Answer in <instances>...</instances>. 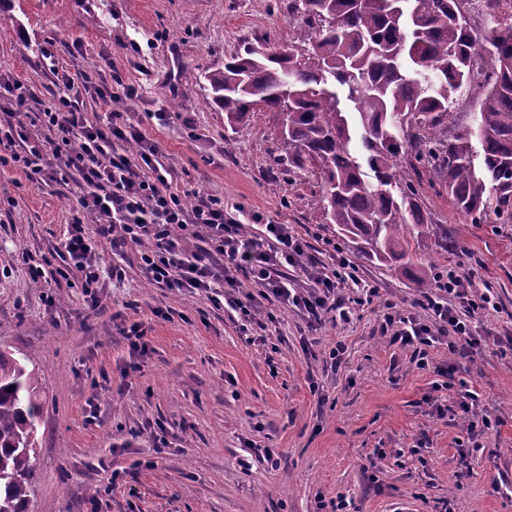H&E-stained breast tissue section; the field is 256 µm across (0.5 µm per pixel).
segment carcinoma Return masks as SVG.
Returning <instances> with one entry per match:
<instances>
[{
	"label": "carcinoma",
	"mask_w": 512,
	"mask_h": 512,
	"mask_svg": "<svg viewBox=\"0 0 512 512\" xmlns=\"http://www.w3.org/2000/svg\"><path fill=\"white\" fill-rule=\"evenodd\" d=\"M479 2L482 27L462 0H288L304 21L293 54L251 44L204 72L208 96L233 132L257 109L281 120L271 158L290 182L320 178L319 223L365 257L421 266L423 182L472 224L512 220V0ZM463 88L479 90V111L455 131ZM38 384L0 349V512L31 506Z\"/></svg>",
	"instance_id": "cac0c4a2"
}]
</instances>
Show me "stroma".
Listing matches in <instances>:
<instances>
[{
    "instance_id": "obj_1",
    "label": "stroma",
    "mask_w": 512,
    "mask_h": 512,
    "mask_svg": "<svg viewBox=\"0 0 512 512\" xmlns=\"http://www.w3.org/2000/svg\"><path fill=\"white\" fill-rule=\"evenodd\" d=\"M298 25L281 0H0V73L27 83L36 101L61 92L58 71L137 87L128 115L181 189L223 197L249 234L288 225L308 245L306 262L330 268L344 254L378 290L360 305L356 290L338 289L348 320L312 332L277 302L246 324L205 294L155 287L130 251L128 279L103 278L93 313L78 272L50 286L26 264L63 240L76 187H38L0 168V197L14 199L0 208V349L31 360L40 381L33 512H320L321 500L339 496L357 512H512V496L495 490L512 483V222L468 223L447 195L422 185L432 223L413 250L469 277L474 295L498 308L472 323L489 347L463 355L441 344L421 369L383 336L384 304L419 314L436 290L417 269L359 256L335 225L318 223L319 179L287 184L270 161L272 113H254L224 148V113L210 104L203 73L248 44L288 43ZM255 212L264 224L250 223ZM134 323L148 342L137 358L121 334ZM339 343L346 352L333 366ZM447 367L472 382L478 413L492 422L468 473L458 391L434 388ZM156 434L167 441L159 453ZM115 471L121 481L105 493Z\"/></svg>"
}]
</instances>
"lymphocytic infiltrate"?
<instances>
[{"label":"lymphocytic infiltrate","mask_w":512,"mask_h":512,"mask_svg":"<svg viewBox=\"0 0 512 512\" xmlns=\"http://www.w3.org/2000/svg\"><path fill=\"white\" fill-rule=\"evenodd\" d=\"M61 81L66 95L43 104L39 112L55 137L35 141L25 122L32 99L29 87L15 78H0V167L21 168L37 186L63 181L80 190L82 217L54 250L59 266H32L34 280L76 268L89 307L97 308V254L105 240L115 250L136 249L140 268L156 287L206 294L212 301H225L246 320L276 301L295 308L313 328L324 312L336 309L338 289L374 296V288L366 286L357 265L345 256H337L332 270L304 265L306 245L288 225L264 224L256 214L252 221L264 224L265 234L247 237L225 209L223 197L199 194L186 203L184 192L173 186V170L159 147L139 125L112 110L116 95L111 85L80 73L62 75ZM87 95L106 107L104 118L90 120L81 109ZM87 217L98 224L99 239L87 235ZM191 239L197 240L196 248H188ZM239 270L248 272L257 292L237 296ZM435 282L440 295L430 300L428 317L393 308L381 325L391 344L412 349L421 369L429 365V348L446 340L458 339L480 350L471 320L491 303L487 296L471 295L468 281L457 274L439 275Z\"/></svg>","instance_id":"lymphocytic-infiltrate-1"}]
</instances>
